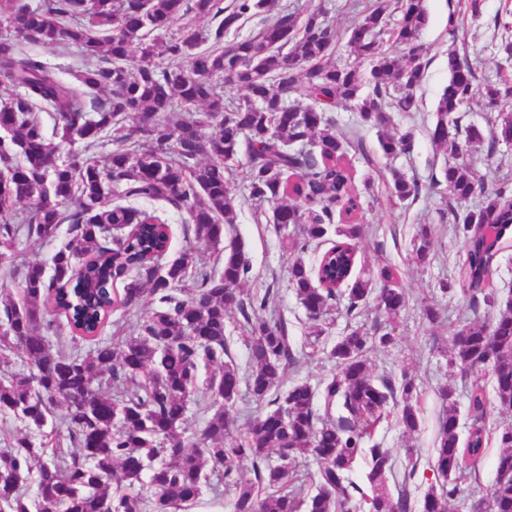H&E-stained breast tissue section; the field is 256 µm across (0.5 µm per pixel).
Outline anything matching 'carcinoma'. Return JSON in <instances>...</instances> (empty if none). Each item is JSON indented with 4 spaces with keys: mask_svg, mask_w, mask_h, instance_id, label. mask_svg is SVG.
I'll list each match as a JSON object with an SVG mask.
<instances>
[{
    "mask_svg": "<svg viewBox=\"0 0 512 512\" xmlns=\"http://www.w3.org/2000/svg\"><path fill=\"white\" fill-rule=\"evenodd\" d=\"M387 9V0H378L364 12L348 39L358 62L339 65L331 61L336 44L324 13L301 17L277 0L228 6L224 0H45L39 8L28 0H0V20L15 32L0 39V87L21 89L0 97V270L20 284L17 293L0 295V414L25 428L0 448V512H147L151 504L157 512H187L218 467L224 483L235 487L233 512H409L407 493L389 489L394 461L374 435L389 418L405 432L416 431L420 395L410 374L398 383L375 376L367 363L371 350L395 340L396 323L351 328L330 350L336 373L322 387L299 381L272 396L300 351L284 318L251 320V312L268 307L269 293L242 297L252 266L242 241L226 236L238 198L225 172L242 164L250 198L276 204L273 223L300 226L288 274L311 323L310 347L327 333L340 304L352 316L373 300L394 319L406 308L392 266L352 277L363 204L332 115L350 104L362 122L387 127L393 117L385 108L418 110L415 90L429 64L420 43L428 14L423 0H396L399 19L388 32ZM272 11L256 34L224 41L241 20ZM188 14L215 26L202 32L184 23L168 37L153 36ZM496 25L502 29L498 49L510 58L512 10ZM386 33L398 51L383 48ZM25 43L76 47L82 66L67 81ZM361 60L369 69H361ZM217 79L244 90V98L224 101ZM474 79L467 58L448 55V84L430 136L454 156L443 173L452 199H477L454 226L467 241L460 291L493 309L496 297L485 285L497 263V241L512 231V184L489 188L476 174L468 148L481 144L485 132L465 121L463 107L480 96L485 109L497 113L492 142L512 141L506 105L512 86L478 87ZM178 107L184 116L173 130L169 114ZM42 112L53 120L50 135ZM106 142L112 151L102 164L93 155L61 160L66 145L93 152ZM413 145L410 130L379 139L387 157ZM389 174L391 197L399 201L430 190L396 168ZM115 190L156 207L110 206L105 199ZM284 198L292 202L280 203ZM20 204L27 205L23 213ZM169 211L183 213L221 268L194 271L187 254L164 261ZM335 211L341 215L336 225ZM63 224L67 240L52 257V275L37 262L14 264L19 236L54 241ZM477 224L496 225V238L476 235ZM332 235L317 263L307 264L309 245ZM413 252L421 264L432 260L428 229ZM379 282L384 287H376ZM147 289L154 308L132 334L103 341L111 316L137 308ZM233 308L250 326L244 372L231 360L225 337ZM66 329L71 336H63ZM459 333L465 339L452 340L450 366L488 372L491 398L512 411V303L466 322ZM80 339L93 347L82 351ZM15 356L33 371L13 369ZM207 367L213 371L202 382ZM242 386L257 405L274 409L235 435L229 415ZM438 396L445 411L430 461L436 483L422 512H448L460 494V475L478 469L493 438L499 453L485 506L512 512V426L496 435L486 426L491 398L474 381L467 389L471 424L462 439L455 392L442 387ZM192 401L210 417L200 435L188 437ZM54 404L65 409L68 453L56 448L58 431L46 430ZM274 451L278 465L270 461ZM301 456L317 462L311 494L295 485L288 468ZM242 460L252 461L255 480L240 477ZM357 470L358 482L352 478Z\"/></svg>",
    "mask_w": 512,
    "mask_h": 512,
    "instance_id": "cac0c4a2",
    "label": "carcinoma"
}]
</instances>
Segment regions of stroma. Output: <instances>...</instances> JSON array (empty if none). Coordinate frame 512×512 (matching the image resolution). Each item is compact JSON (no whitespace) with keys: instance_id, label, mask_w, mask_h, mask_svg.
<instances>
[{"instance_id":"obj_1","label":"stroma","mask_w":512,"mask_h":512,"mask_svg":"<svg viewBox=\"0 0 512 512\" xmlns=\"http://www.w3.org/2000/svg\"><path fill=\"white\" fill-rule=\"evenodd\" d=\"M299 14L314 10L324 11L336 30L335 61L350 60L347 45L353 25L362 17L364 10L375 0H287ZM429 23L421 35L424 54L429 61L425 78L416 90L418 111L395 113L394 122L399 129L412 130L414 148L411 153L385 157L378 150L377 128L364 125L358 113L348 107L335 112L337 130L351 144L363 142L365 152L348 149L344 161L350 168L354 182L363 197V211L359 221L365 232L357 242L355 274L377 269L389 264L400 272L399 284L408 295V306L397 319V336L393 344L376 349L369 356L375 375L400 378L402 372L415 377L420 391L421 418L417 432L403 433L396 423L379 427L375 440L381 447L390 449L395 461L389 478L391 490L405 488L412 505L411 512H421L425 492L434 479L428 461L438 432L442 415V403L437 395L441 386L454 389L459 410V430L467 432L470 424L465 385L468 375L449 367L448 359L433 348L435 338L452 340L464 322L483 319L484 310H472L468 296L460 291L442 292L443 282L458 278L459 267L466 253L463 236L453 231L454 200L450 199L446 185L441 184L443 171L453 157L443 147L433 143L430 131L436 122L435 106L448 82V55L459 51L472 64L477 84L499 80L502 74H512V59L498 54L496 45L500 33L494 20L503 11V0H480L477 19H465V38L453 41L448 36V15L462 9L464 0H424ZM471 163L488 186L512 181V145L497 142L481 144L470 152ZM396 167L408 177L430 185L429 193L418 199L398 204L388 197L387 179L389 167ZM246 169L233 167L227 178L239 194L237 222L230 232L243 241L250 258L252 271L243 285L245 295L270 292V307L288 321L292 336L305 353L298 364L289 369L279 384L287 390L295 381H308L319 385L331 377L335 363L329 352L336 339L351 326L372 327L385 324L389 317L368 304L357 317L344 312L333 316V323L322 337L316 352L305 349L310 323L288 281L289 253L285 241L296 239L299 229L295 226L277 228L272 222L273 206L245 197ZM170 257L191 253L196 266H212L211 250L198 242L193 232L184 228L183 217L171 213ZM430 227L433 234V258L430 264L420 265L413 253V241L421 227ZM433 305L442 313V322L430 327L422 315L424 305ZM497 443H489L487 452L477 473L466 476L460 482L461 494L451 502L450 512H467L472 502L485 497L495 480L494 460ZM417 456L416 472H408L409 456Z\"/></svg>"}]
</instances>
